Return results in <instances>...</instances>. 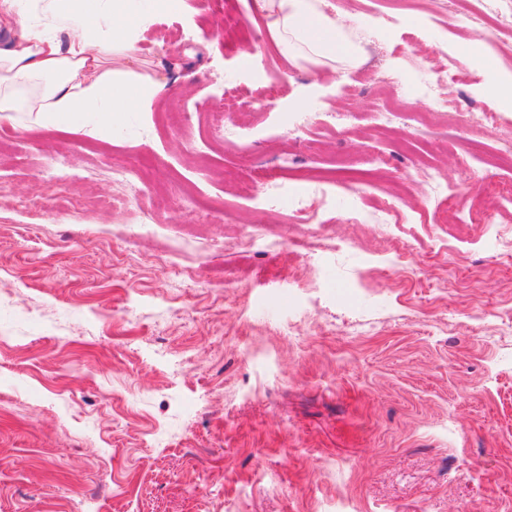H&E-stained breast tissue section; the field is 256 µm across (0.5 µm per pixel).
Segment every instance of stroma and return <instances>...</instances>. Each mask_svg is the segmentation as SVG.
<instances>
[{
  "label": "stroma",
  "mask_w": 512,
  "mask_h": 512,
  "mask_svg": "<svg viewBox=\"0 0 512 512\" xmlns=\"http://www.w3.org/2000/svg\"><path fill=\"white\" fill-rule=\"evenodd\" d=\"M240 6L246 45L214 0L139 20L131 69L159 83L140 109L63 132L0 119V512H73L90 491L99 512H512L494 327L512 252L485 208L512 170L464 171L471 139L489 156L512 138L491 92L512 68L469 54L450 0H324L358 56L294 65ZM441 70L469 74L449 103L497 121L430 113L416 87ZM386 79L406 120L381 108ZM348 168L373 175L300 225L302 178ZM434 176L463 212L431 200ZM37 194L55 208L33 220L17 202ZM388 200L386 222L344 220ZM141 224L199 236L172 262L166 239L129 246Z\"/></svg>",
  "instance_id": "1"
}]
</instances>
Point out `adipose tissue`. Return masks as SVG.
I'll return each mask as SVG.
<instances>
[{
    "label": "adipose tissue",
    "mask_w": 512,
    "mask_h": 512,
    "mask_svg": "<svg viewBox=\"0 0 512 512\" xmlns=\"http://www.w3.org/2000/svg\"><path fill=\"white\" fill-rule=\"evenodd\" d=\"M323 0H253L287 62L350 55L343 24ZM138 0H0V117L36 112L67 128L132 111L153 91L126 87L115 60L135 57Z\"/></svg>",
    "instance_id": "1"
}]
</instances>
